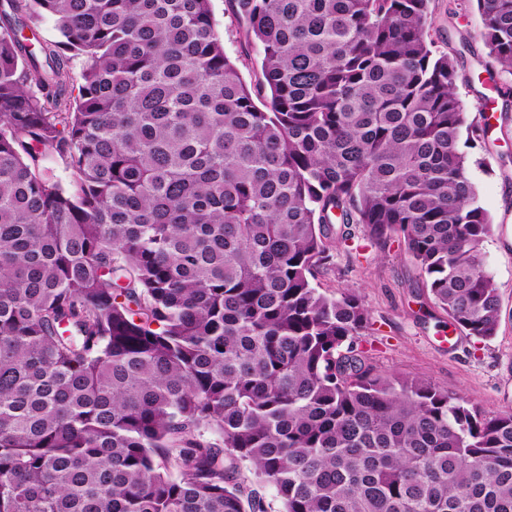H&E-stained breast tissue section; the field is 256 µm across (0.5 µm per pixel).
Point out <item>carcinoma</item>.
<instances>
[{
	"mask_svg": "<svg viewBox=\"0 0 512 512\" xmlns=\"http://www.w3.org/2000/svg\"><path fill=\"white\" fill-rule=\"evenodd\" d=\"M230 2L253 86L211 0H0V512H512V411L374 371L315 285L360 224L498 331L432 0ZM211 8L217 25V30L224 36V49L233 59H238L242 78L249 84L255 81L260 68L257 49L248 44L243 31L235 20L228 0H212Z\"/></svg>",
	"mask_w": 512,
	"mask_h": 512,
	"instance_id": "obj_1",
	"label": "carcinoma"
}]
</instances>
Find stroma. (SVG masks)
<instances>
[{"label": "stroma", "mask_w": 512, "mask_h": 512, "mask_svg": "<svg viewBox=\"0 0 512 512\" xmlns=\"http://www.w3.org/2000/svg\"><path fill=\"white\" fill-rule=\"evenodd\" d=\"M211 8L226 53L237 59L246 82L255 81L258 51L245 40L228 0H211ZM432 9L436 48L462 53L457 91L469 117L483 107L491 115L485 145L468 154L479 203L492 222L481 254L500 298L498 332L489 340L465 336L454 349L441 347L436 338L447 332L448 316L429 298L420 269L404 248H378L360 227L352 241H332L334 263L319 274L318 286L359 298L370 322L363 348L379 372L429 380L498 414L512 410V109L498 92L512 86V75L486 72L481 17L470 0H433Z\"/></svg>", "instance_id": "obj_1"}]
</instances>
